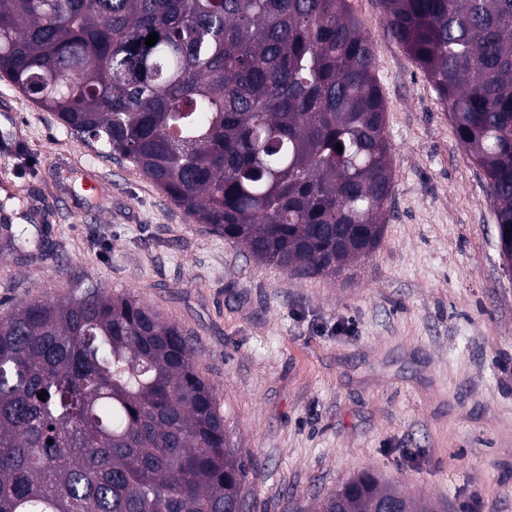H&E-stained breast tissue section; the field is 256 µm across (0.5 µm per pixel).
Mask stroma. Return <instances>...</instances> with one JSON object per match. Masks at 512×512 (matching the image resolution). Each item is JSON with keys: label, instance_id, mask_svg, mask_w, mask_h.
Instances as JSON below:
<instances>
[{"label": "stroma", "instance_id": "stroma-1", "mask_svg": "<svg viewBox=\"0 0 512 512\" xmlns=\"http://www.w3.org/2000/svg\"><path fill=\"white\" fill-rule=\"evenodd\" d=\"M349 3L392 147L371 256L333 277L256 260L0 77V207L52 216L43 258L0 255V304L94 284L181 327L252 458L247 512H310L367 470L428 512H512V277L486 182L378 0Z\"/></svg>", "mask_w": 512, "mask_h": 512}]
</instances>
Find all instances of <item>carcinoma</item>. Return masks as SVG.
<instances>
[{
	"instance_id": "1",
	"label": "carcinoma",
	"mask_w": 512,
	"mask_h": 512,
	"mask_svg": "<svg viewBox=\"0 0 512 512\" xmlns=\"http://www.w3.org/2000/svg\"><path fill=\"white\" fill-rule=\"evenodd\" d=\"M379 2L482 171L512 260V0ZM376 71L348 0H0L1 77L196 223L303 275L381 243L394 175ZM30 244L0 219V252ZM250 467L153 308L91 285L0 313V512H236ZM391 494L362 471L315 512Z\"/></svg>"
}]
</instances>
